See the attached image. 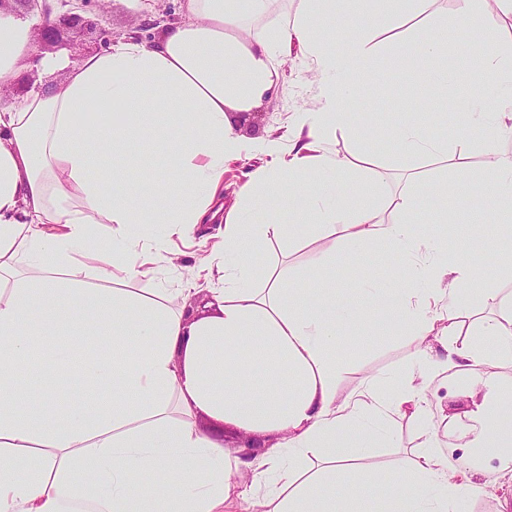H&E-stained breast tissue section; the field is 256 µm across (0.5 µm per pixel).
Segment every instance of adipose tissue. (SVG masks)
I'll list each match as a JSON object with an SVG mask.
<instances>
[{
  "label": "adipose tissue",
  "mask_w": 512,
  "mask_h": 512,
  "mask_svg": "<svg viewBox=\"0 0 512 512\" xmlns=\"http://www.w3.org/2000/svg\"><path fill=\"white\" fill-rule=\"evenodd\" d=\"M430 2L299 0L288 19L276 15L275 0H182L183 20L161 24L154 40L124 36L74 63L41 59L64 78L0 109V512H236L243 504L249 512H456L463 494L482 488L460 480L442 451L429 401L438 380H465L474 399L472 423L460 431L473 450L469 469L490 448L500 470H512V418L501 411L512 297L483 287L482 270L449 251L443 226L454 185L432 188L435 224L414 220L419 190L391 198L380 222L357 196L349 160L326 148L337 128L352 126L359 96L380 71L366 27H350L347 52L332 49L337 12L358 8L384 28L416 16L415 41L396 43V54L422 77L444 78L452 35ZM458 3L477 31L456 49L479 57L468 131L485 147L484 192L502 219L490 255L507 270L512 155L497 145L512 136V45L480 33L512 14V0L483 14L476 0ZM261 21L265 31L254 33ZM33 33L32 19L0 8L1 85L29 68ZM293 40L316 67L317 104L294 116L287 165L256 168L241 186L242 215L227 219L223 242L189 273L194 282L219 271L214 312L188 318L181 289L154 283L169 235L140 228L166 224L170 235L190 237L215 220L224 159L248 148L226 115L272 93L280 48ZM433 126L428 113L411 112L396 131L400 156H447ZM161 136L168 151L149 202L126 174ZM96 164L105 173L93 174ZM285 210L295 223H282ZM330 230L332 253L378 244L407 262L391 272L397 290L382 326L406 337L411 366L402 375L367 372L345 395L348 365L336 336L383 300L370 269L352 270L341 304L335 289L298 287L287 266L251 258ZM138 279L152 289L123 288ZM479 304L491 314L475 317ZM468 319L480 342L462 339ZM56 326L72 339L53 338ZM437 344L443 356H433ZM34 369L74 370L88 389L123 398L90 410L45 383L29 404L19 378ZM201 416L254 441L252 459L227 453L223 438L198 427ZM399 418L419 423L423 442L389 468L369 467L367 449L390 442ZM88 467L95 482L82 477Z\"/></svg>",
  "instance_id": "adipose-tissue-1"
}]
</instances>
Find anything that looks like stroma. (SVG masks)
<instances>
[{"mask_svg":"<svg viewBox=\"0 0 512 512\" xmlns=\"http://www.w3.org/2000/svg\"><path fill=\"white\" fill-rule=\"evenodd\" d=\"M89 14H102L114 37L139 33L152 38L156 29H144V16L130 8L128 0H92ZM416 35L414 23H406L398 30L376 33L374 41L385 57L386 71L380 77L379 90H364L360 121L366 125L386 124L387 132L379 140L370 142L365 132L353 133L346 129L337 130L328 148L334 154L357 161L356 183L361 191L371 192V205L379 218H386V198L410 189L414 178L439 184L451 182L456 194L448 200V212L454 226L448 236L449 248H465L469 257L485 260L484 287L512 291V275L503 273L496 265L488 263L486 241L474 237L471 223L476 216H483L486 224H498L499 218L487 212L483 188L488 177L485 167L484 147L474 137L461 136L460 126L469 111L471 95L462 85L444 90L424 81L416 72L406 69L394 57L391 46L399 39L411 40ZM287 66L282 70L276 90L257 105L245 120L231 119L232 132L243 141L257 144L271 138L280 140L282 146L293 143L295 126L294 112L313 106L316 101L314 70L309 59L298 44L288 46ZM426 102L431 113L437 114L451 109L452 127L444 128L448 138V156L444 159H406L395 150V129L412 112L417 102ZM269 155L254 152L242 158L229 157L224 161V205L236 203L235 191L249 172L259 165L273 166ZM224 233L223 221L201 224L197 227L195 240L183 241L172 238L171 243L178 249V262L183 269L196 265L204 256L207 245L218 242ZM321 245L311 239H304L288 249V265L293 275L301 277L304 286L335 289L337 297H345L351 289L346 273L353 265H374L375 276L383 287L392 282L385 276V268L402 263L403 258L395 253L378 258L375 252H348L326 255L320 266H312L311 258L320 253ZM387 313L386 305L372 306L361 314L362 328L342 329L337 337V349L348 366L349 373L341 385V393H348L364 376L366 371H394L402 373L410 365L411 349L403 337L390 335L380 327ZM431 400L438 410L439 421L455 428L468 425L473 401L467 389L458 384L437 388ZM485 483L484 496L473 499L462 498L459 512H512V489L503 487L498 471V462L493 456H485L484 467L479 477Z\"/></svg>","mask_w":512,"mask_h":512,"instance_id":"1","label":"stroma"}]
</instances>
